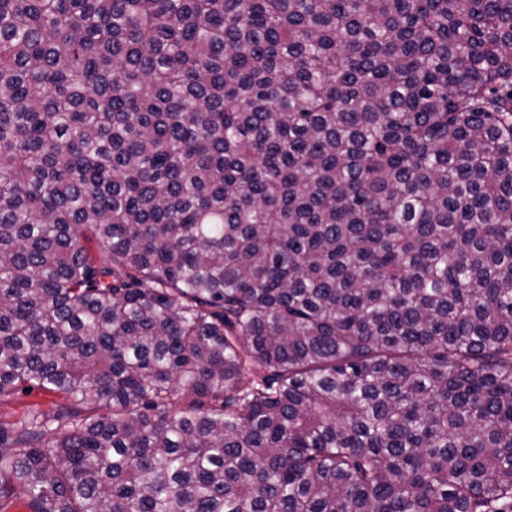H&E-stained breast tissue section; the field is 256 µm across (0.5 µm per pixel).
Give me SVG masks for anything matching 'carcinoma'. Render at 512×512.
I'll return each mask as SVG.
<instances>
[{"mask_svg": "<svg viewBox=\"0 0 512 512\" xmlns=\"http://www.w3.org/2000/svg\"><path fill=\"white\" fill-rule=\"evenodd\" d=\"M29 384L0 512H512V0H0Z\"/></svg>", "mask_w": 512, "mask_h": 512, "instance_id": "1", "label": "carcinoma"}]
</instances>
